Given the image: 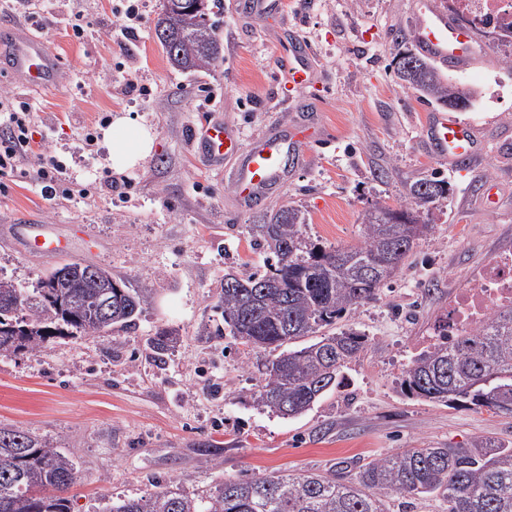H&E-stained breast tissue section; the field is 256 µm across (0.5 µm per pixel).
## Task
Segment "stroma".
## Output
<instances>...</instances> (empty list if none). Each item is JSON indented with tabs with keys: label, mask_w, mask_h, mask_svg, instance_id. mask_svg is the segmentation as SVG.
<instances>
[{
	"label": "stroma",
	"mask_w": 512,
	"mask_h": 512,
	"mask_svg": "<svg viewBox=\"0 0 512 512\" xmlns=\"http://www.w3.org/2000/svg\"><path fill=\"white\" fill-rule=\"evenodd\" d=\"M162 0H144L137 35L117 46L111 0H48L44 25L0 14V36L28 29L69 76L67 84L25 90L0 67V91L32 106L35 141L65 163L66 192L44 199L31 164L0 173V276L34 287L61 260L108 268L152 294L128 332L57 337L39 351L0 355V423L58 440L81 471L65 492L70 512H102L116 497L137 498L174 482L207 490L262 472L347 475L387 453L422 446L467 448L492 436L512 443V416L406 396L400 382L418 341L448 313V298L471 287L473 270L512 252V61L486 55L453 78L475 90L460 117L487 143L455 169L435 160L421 134L434 102L399 80L392 34L411 30V0H288L283 14L256 22L233 0L212 14L224 59L208 70L171 67L154 36ZM81 12L84 33L67 24ZM298 38L311 52L313 83L298 90L326 139L262 208L305 211L306 238L347 247L361 239L373 201L397 208L412 184L448 180V199L432 226L376 300L342 326L364 332L368 348L344 370L342 385L308 412L283 419L256 407L253 394L272 352L228 336H202L215 319L229 270H263L250 226L259 209L237 205L223 168L207 166L191 143L211 118L236 126L244 141L301 117L288 103L280 54ZM148 88L124 94L126 81ZM124 115L155 133V149L131 170L115 171L105 133ZM95 140L85 144V133ZM498 194L479 205L487 180ZM68 244L65 258L30 251V222ZM181 342L156 355L148 341L161 327Z\"/></svg>",
	"instance_id": "35a3bbf8"
}]
</instances>
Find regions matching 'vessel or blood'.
I'll return each mask as SVG.
<instances>
[{"label":"vessel or blood","instance_id":"1","mask_svg":"<svg viewBox=\"0 0 512 512\" xmlns=\"http://www.w3.org/2000/svg\"><path fill=\"white\" fill-rule=\"evenodd\" d=\"M240 7L261 21L280 14L284 3L283 0H241ZM412 8L415 45L432 62L451 71H465L482 57L484 49L473 32L451 16L440 0H413ZM7 45L8 66L23 87L52 88L61 82L55 59L39 39L14 30ZM309 55V49L299 40L283 50L282 62L292 87L310 84L313 75ZM323 134L316 118L310 117L292 126L263 132L244 149L237 130L216 121L202 128L200 143L210 165L217 167L225 158L238 157L230 181L240 205L249 208L270 197L284 182L287 176L284 154L303 159L307 147ZM422 141L436 160L452 166L471 161L484 150L477 129L449 112L432 114Z\"/></svg>","mask_w":512,"mask_h":512}]
</instances>
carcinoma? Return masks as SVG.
I'll list each match as a JSON object with an SVG mask.
<instances>
[{
	"instance_id": "1",
	"label": "carcinoma",
	"mask_w": 512,
	"mask_h": 512,
	"mask_svg": "<svg viewBox=\"0 0 512 512\" xmlns=\"http://www.w3.org/2000/svg\"><path fill=\"white\" fill-rule=\"evenodd\" d=\"M203 10L187 0H162L154 32L168 63L181 71L208 69L223 48ZM409 35H393L397 76L418 97L451 110L470 106L474 91L445 80L437 68L413 53ZM419 61L405 80L402 65ZM448 182L430 177L410 187L399 209L380 201L363 214L362 243L325 248L303 234L306 214L288 206L266 211L253 225V239L266 254L265 270L224 274L218 303L224 325L204 326L202 335L227 334L240 343L277 351L254 402L282 418L303 414L340 384L342 369L367 346L353 328L334 331L341 316L376 299L404 264L416 241L430 230L422 219L448 198ZM71 277L56 267L33 288L0 278V354L36 350L56 336L126 332L148 301L105 267L112 310L101 322L98 289L79 262ZM312 337L302 342L305 337ZM178 333L160 328L149 339L158 355L175 348ZM402 391L446 405L474 406L512 415V307L499 308L482 326L417 354L404 369ZM77 478L74 460L57 442L26 430L0 426V512H69L62 496ZM433 496L448 512H512V446L489 437L469 448H407L363 465L355 476L325 473L255 474L227 480L209 491L188 492L166 484L146 498L120 499L107 512H388L393 496Z\"/></svg>"
}]
</instances>
